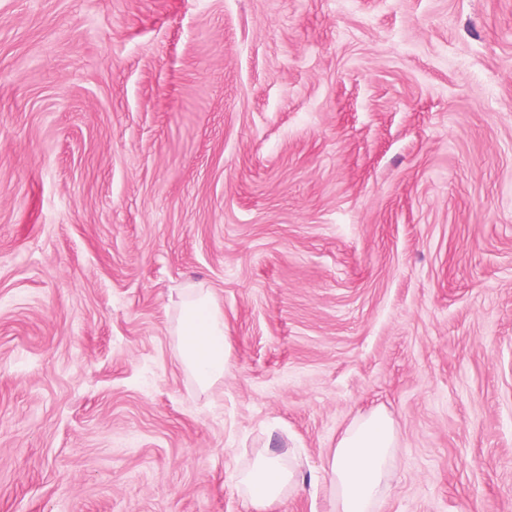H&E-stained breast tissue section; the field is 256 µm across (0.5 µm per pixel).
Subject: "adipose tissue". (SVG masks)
Segmentation results:
<instances>
[{"mask_svg": "<svg viewBox=\"0 0 512 512\" xmlns=\"http://www.w3.org/2000/svg\"><path fill=\"white\" fill-rule=\"evenodd\" d=\"M177 358L201 389L222 381L227 370L224 312L214 293L198 283L180 292L174 325ZM396 432L390 417L376 410L348 427L337 441L330 462L332 512H373L393 464ZM238 482L256 512H266L284 492L301 484L284 455L259 454Z\"/></svg>", "mask_w": 512, "mask_h": 512, "instance_id": "obj_1", "label": "adipose tissue"}]
</instances>
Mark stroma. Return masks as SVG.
Wrapping results in <instances>:
<instances>
[{
  "label": "stroma",
  "mask_w": 512,
  "mask_h": 512,
  "mask_svg": "<svg viewBox=\"0 0 512 512\" xmlns=\"http://www.w3.org/2000/svg\"><path fill=\"white\" fill-rule=\"evenodd\" d=\"M376 409L375 512H512V0H0V512H330ZM179 297L173 328L178 338L176 357L197 385L207 390L222 381L227 370L224 311L214 293L198 283L186 284ZM395 447V428L384 411L348 427L330 462L331 511L372 512L385 489ZM238 482L257 510H266L286 490L301 488L296 468L286 462L284 455L268 451L259 454L250 467L240 473Z\"/></svg>",
  "instance_id": "35a3bbf8"
}]
</instances>
